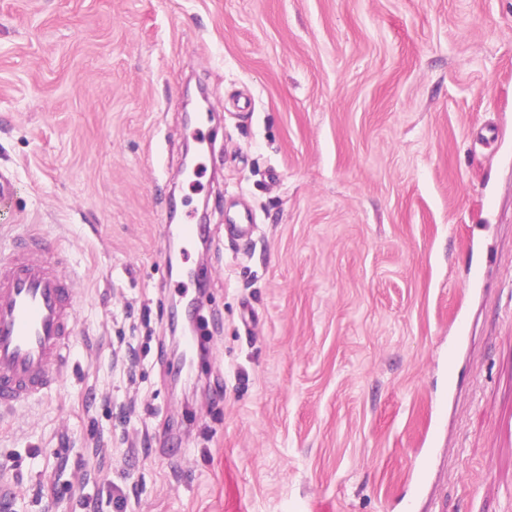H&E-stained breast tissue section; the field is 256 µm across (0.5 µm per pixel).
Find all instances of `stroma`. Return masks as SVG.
<instances>
[{
	"instance_id": "stroma-1",
	"label": "stroma",
	"mask_w": 512,
	"mask_h": 512,
	"mask_svg": "<svg viewBox=\"0 0 512 512\" xmlns=\"http://www.w3.org/2000/svg\"><path fill=\"white\" fill-rule=\"evenodd\" d=\"M0 172L77 274L11 512H512V0H0Z\"/></svg>"
}]
</instances>
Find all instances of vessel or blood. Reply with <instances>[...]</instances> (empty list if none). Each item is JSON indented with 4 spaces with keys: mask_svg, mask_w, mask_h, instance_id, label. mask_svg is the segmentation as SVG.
<instances>
[{
    "mask_svg": "<svg viewBox=\"0 0 512 512\" xmlns=\"http://www.w3.org/2000/svg\"><path fill=\"white\" fill-rule=\"evenodd\" d=\"M51 244L30 230L0 245V415L45 397L70 355L77 297Z\"/></svg>",
    "mask_w": 512,
    "mask_h": 512,
    "instance_id": "obj_1",
    "label": "vessel or blood"
}]
</instances>
